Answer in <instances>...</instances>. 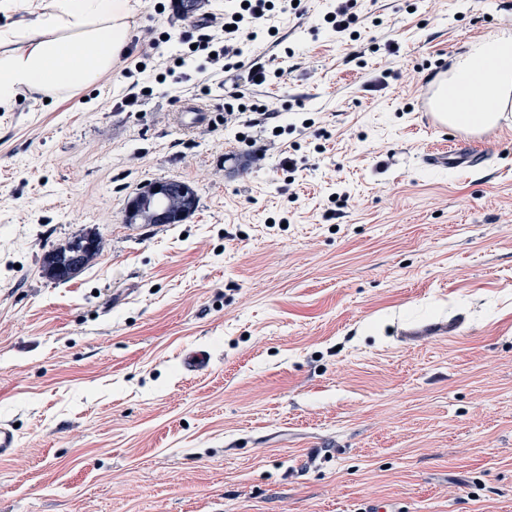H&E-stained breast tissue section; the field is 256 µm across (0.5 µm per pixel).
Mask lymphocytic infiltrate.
<instances>
[{"label": "lymphocytic infiltrate", "mask_w": 512, "mask_h": 512, "mask_svg": "<svg viewBox=\"0 0 512 512\" xmlns=\"http://www.w3.org/2000/svg\"><path fill=\"white\" fill-rule=\"evenodd\" d=\"M294 0H246L224 14L204 13L187 21L178 36L181 50L165 54L161 36L149 40V53L142 59L152 62V69H140L128 85L120 105L139 106L153 69L162 70L170 77L175 92H183L186 83L195 82L200 95H208L212 88L224 91V123L245 122L246 126L268 129L277 117L275 108L266 106L258 97H246L238 87H226L224 75L230 71H245V80L251 88L279 85L284 77L281 68L267 63L253 54L256 43L267 42L280 46L282 40L272 31L271 20L278 15L294 13Z\"/></svg>", "instance_id": "1"}]
</instances>
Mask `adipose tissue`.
Masks as SVG:
<instances>
[{"instance_id": "obj_1", "label": "adipose tissue", "mask_w": 512, "mask_h": 512, "mask_svg": "<svg viewBox=\"0 0 512 512\" xmlns=\"http://www.w3.org/2000/svg\"><path fill=\"white\" fill-rule=\"evenodd\" d=\"M136 0H52L21 47L0 52V107L24 90L63 96L93 85L127 52ZM449 126L494 125L512 97V30L472 44L448 68Z\"/></svg>"}]
</instances>
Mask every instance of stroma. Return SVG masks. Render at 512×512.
Wrapping results in <instances>:
<instances>
[{
    "mask_svg": "<svg viewBox=\"0 0 512 512\" xmlns=\"http://www.w3.org/2000/svg\"><path fill=\"white\" fill-rule=\"evenodd\" d=\"M304 5L275 20L292 53L266 93L314 125L246 172L236 129L182 128L167 84L118 108L139 45L0 107V512H512V111L452 170L413 107L512 0H363L355 41ZM168 179L197 210L125 223ZM90 231L101 253L46 279L43 253Z\"/></svg>",
    "mask_w": 512,
    "mask_h": 512,
    "instance_id": "stroma-1",
    "label": "stroma"
}]
</instances>
